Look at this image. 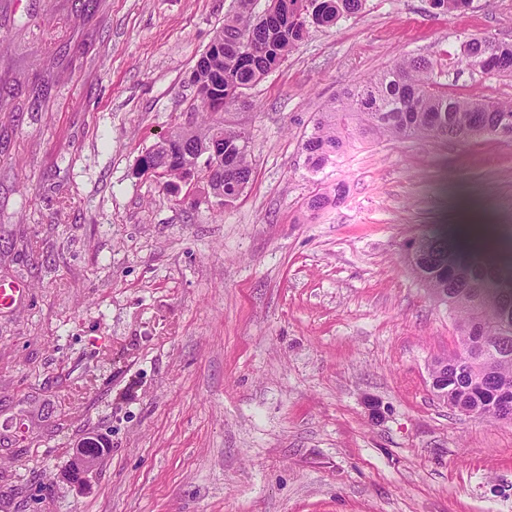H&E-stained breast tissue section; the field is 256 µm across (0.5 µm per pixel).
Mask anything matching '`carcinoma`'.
Instances as JSON below:
<instances>
[{
	"label": "carcinoma",
	"mask_w": 512,
	"mask_h": 512,
	"mask_svg": "<svg viewBox=\"0 0 512 512\" xmlns=\"http://www.w3.org/2000/svg\"><path fill=\"white\" fill-rule=\"evenodd\" d=\"M366 0H270L264 15H252L253 0H236L216 32L214 49L199 56L191 73L199 119L174 126L146 152L148 168L177 189L191 173L203 176L210 193L247 186L250 151L241 147L240 130L223 114L245 103V91L279 68L312 27H332L358 14ZM459 62L482 74L512 78V42L472 37L460 47ZM512 118V102L471 99L437 80L435 63L407 57L369 77L344 85L317 113L302 143L305 165L313 172L347 153L357 143L398 137L467 140L490 135L502 116ZM345 194L338 183L312 195L307 207L319 211ZM410 248L425 249L423 262L409 257L430 292L454 314L459 349L446 357L452 406L480 382L512 388V269L489 246H466L460 255L450 242L423 237Z\"/></svg>",
	"instance_id": "1"
}]
</instances>
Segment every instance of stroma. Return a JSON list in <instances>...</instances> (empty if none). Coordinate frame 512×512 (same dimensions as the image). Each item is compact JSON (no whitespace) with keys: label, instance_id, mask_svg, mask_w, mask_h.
I'll return each instance as SVG.
<instances>
[{"label":"stroma","instance_id":"stroma-1","mask_svg":"<svg viewBox=\"0 0 512 512\" xmlns=\"http://www.w3.org/2000/svg\"><path fill=\"white\" fill-rule=\"evenodd\" d=\"M233 7L0 0V283L24 290L0 310V512H512V422L435 396L455 322L407 258L466 225L512 256V140L368 142L316 173L300 149L342 86L411 56L512 100L454 61L512 42V0H366L311 30L225 115L253 175L224 207L136 165ZM100 464V455L88 452L84 446L76 448L70 460L72 476L78 480L83 475L98 468Z\"/></svg>","mask_w":512,"mask_h":512}]
</instances>
